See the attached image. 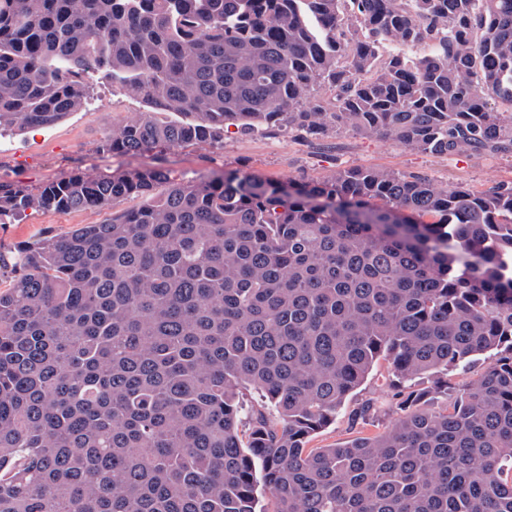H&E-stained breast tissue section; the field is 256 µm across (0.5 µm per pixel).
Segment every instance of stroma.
Masks as SVG:
<instances>
[{"instance_id":"stroma-1","label":"stroma","mask_w":512,"mask_h":512,"mask_svg":"<svg viewBox=\"0 0 512 512\" xmlns=\"http://www.w3.org/2000/svg\"><path fill=\"white\" fill-rule=\"evenodd\" d=\"M148 109L145 102L113 90L104 80L89 78L86 102L63 121L0 135V181L14 182L35 193L77 170L109 176L143 168L151 163L152 154L111 156L100 152L99 144L111 133L114 122ZM162 156L166 167L186 180L227 165L285 182L324 176L339 166L372 164L473 189L512 180V156L420 154L387 139L348 133L329 136L317 144L283 136H243L231 129L225 132L223 144L175 147L163 151ZM106 217V212L98 210L30 209L21 220L0 225V246L8 249L47 232L64 234L85 224L102 223Z\"/></svg>"}]
</instances>
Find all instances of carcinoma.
Returning a JSON list of instances; mask_svg holds the SVG:
<instances>
[{
	"mask_svg": "<svg viewBox=\"0 0 512 512\" xmlns=\"http://www.w3.org/2000/svg\"><path fill=\"white\" fill-rule=\"evenodd\" d=\"M93 74L152 108L112 155L229 126L512 155V0H0V134L59 123ZM131 195L0 251V512H512V181H180L157 155L0 181V224ZM381 360L389 408L349 420L391 424L307 447Z\"/></svg>",
	"mask_w": 512,
	"mask_h": 512,
	"instance_id": "carcinoma-1",
	"label": "carcinoma"
}]
</instances>
